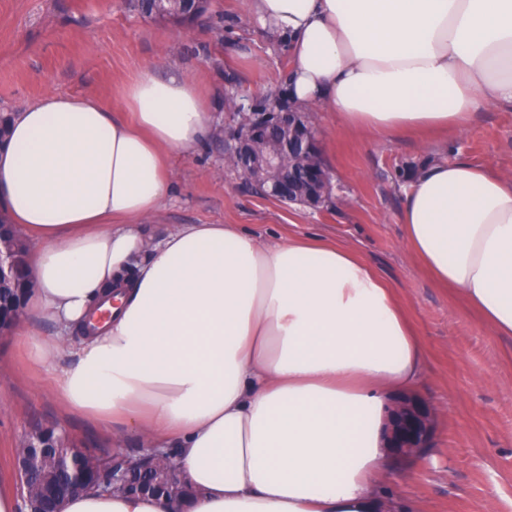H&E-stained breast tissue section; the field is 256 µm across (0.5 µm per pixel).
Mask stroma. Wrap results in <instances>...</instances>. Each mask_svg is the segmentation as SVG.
<instances>
[{
  "label": "stroma",
  "instance_id": "1",
  "mask_svg": "<svg viewBox=\"0 0 512 512\" xmlns=\"http://www.w3.org/2000/svg\"><path fill=\"white\" fill-rule=\"evenodd\" d=\"M198 76L213 100L214 134L170 159L173 189L144 225L160 238L186 224H239L276 242L323 236L354 249L392 288L422 335L428 376L415 389L435 413L430 447L392 459L391 489L411 512H512V337L493 335L451 289L438 287L403 240V186L435 159H463L512 176V110L477 113L446 137L373 140L312 112L334 198L288 206L257 193L224 160L231 91L261 101L280 92L284 46L264 36L246 0H208L195 24L142 17L131 0H0V113L55 92L95 95L123 110L121 88L148 67ZM69 359L32 364L13 334L0 335V492L17 487L16 450L30 431L62 429L78 447L111 450L112 435L59 404L55 383Z\"/></svg>",
  "mask_w": 512,
  "mask_h": 512
}]
</instances>
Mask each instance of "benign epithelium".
<instances>
[{
    "mask_svg": "<svg viewBox=\"0 0 512 512\" xmlns=\"http://www.w3.org/2000/svg\"><path fill=\"white\" fill-rule=\"evenodd\" d=\"M235 125L224 131V151L239 163L241 172L264 194L284 204H302L318 207L331 199L332 175L327 169L305 164L300 169L285 166L282 159L308 158L311 149L319 146L316 131L303 112H284L278 108L270 112H253L251 106L241 105ZM432 434L430 410L424 402L411 396L397 400L388 434L389 447L397 457H416L428 447ZM48 451L40 435L27 441L24 458L16 461L19 475L17 490L26 500L33 488L27 483L25 471L39 465ZM108 459L106 453H89L81 458L74 454L59 457L58 466L69 486L82 490L96 462ZM154 468L164 482L173 488L184 485L174 457L155 454Z\"/></svg>",
    "mask_w": 512,
    "mask_h": 512,
    "instance_id": "1",
    "label": "benign epithelium"
}]
</instances>
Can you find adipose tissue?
I'll list each match as a JSON object with an SVG mask.
<instances>
[{"mask_svg": "<svg viewBox=\"0 0 512 512\" xmlns=\"http://www.w3.org/2000/svg\"><path fill=\"white\" fill-rule=\"evenodd\" d=\"M288 46L282 97L390 140L463 130L512 109V0H247ZM126 112L48 93L0 143V217L32 244L16 333L38 362L99 310L61 373L64 405L172 450L189 512H401L385 493L395 391L427 352L395 291L350 247L268 244L237 224L148 238L171 191L166 158L208 138L200 83L146 69ZM409 251L498 336H512V176L434 161L403 187ZM58 331L45 337L43 322ZM62 512H172L155 497L79 492Z\"/></svg>", "mask_w": 512, "mask_h": 512, "instance_id": "ef3b65f1", "label": "adipose tissue"}]
</instances>
